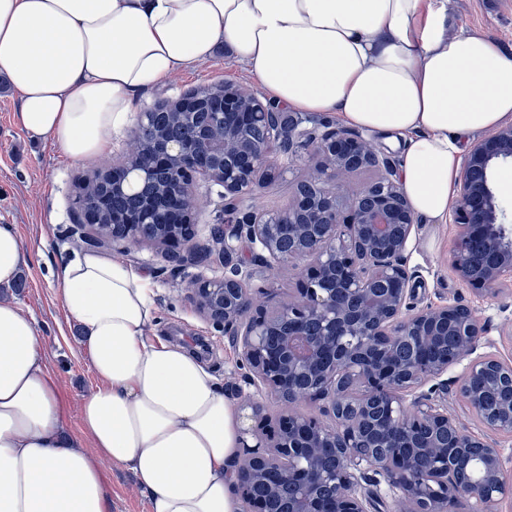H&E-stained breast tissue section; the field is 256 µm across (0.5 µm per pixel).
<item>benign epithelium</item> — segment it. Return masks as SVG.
<instances>
[{
	"mask_svg": "<svg viewBox=\"0 0 512 512\" xmlns=\"http://www.w3.org/2000/svg\"><path fill=\"white\" fill-rule=\"evenodd\" d=\"M217 98L224 129L201 127L185 139L163 142L144 163L129 148L112 168L122 193L141 192L149 175L172 171L169 223L156 224L145 204L136 224L121 225L112 247L130 252L151 243L170 261L213 257L222 276L199 275L190 298L241 352L245 383L281 404L277 427L268 436L242 431L241 462L234 492L246 512H370L372 497L392 494L400 512H496L512 505V469L499 437H512V363L476 354L487 344V329L467 305H410L412 289L405 252L417 217L400 188L395 166L366 133L331 127L317 115L283 116L250 89L224 84ZM251 130L263 131L253 139ZM311 151L309 179L282 210L242 211L237 202L263 188L261 175L273 159L295 146ZM512 162V124L478 141L461 168L454 219L459 234L452 266L482 296L512 282V223L491 183L494 165ZM376 169L379 177L355 193L341 177ZM224 189V227L215 244L202 247L193 217L194 179ZM479 242L491 262L476 274L472 244ZM259 250L264 266L307 265L299 288L268 306H254L240 246ZM289 244L283 250V244ZM454 330L451 351L438 344ZM466 362L456 393L465 400L483 433L475 435L448 412V404L419 388ZM500 393L490 407L486 392ZM226 393L239 409L260 411L254 394L234 383ZM323 401L334 425L294 410L299 400ZM333 449L334 465L321 464ZM262 483L266 495L253 487ZM295 489L279 498L280 487ZM375 487L373 496L363 485Z\"/></svg>",
	"mask_w": 512,
	"mask_h": 512,
	"instance_id": "benign-epithelium-1",
	"label": "benign epithelium"
}]
</instances>
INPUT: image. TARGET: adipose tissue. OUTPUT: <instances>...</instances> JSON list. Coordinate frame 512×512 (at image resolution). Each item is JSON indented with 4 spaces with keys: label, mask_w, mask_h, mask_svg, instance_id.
<instances>
[{
    "label": "adipose tissue",
    "mask_w": 512,
    "mask_h": 512,
    "mask_svg": "<svg viewBox=\"0 0 512 512\" xmlns=\"http://www.w3.org/2000/svg\"><path fill=\"white\" fill-rule=\"evenodd\" d=\"M450 23L448 0H0V74L20 126L85 162L147 92L224 54L275 103L403 142L399 184L444 224L465 137L512 122V61ZM30 260L0 225V285ZM51 276L99 380L80 407L93 447L66 432L33 320L0 297V512H109L104 459L133 475L150 512H240L236 408L196 355L154 338L149 277L94 250Z\"/></svg>",
    "instance_id": "obj_1"
}]
</instances>
